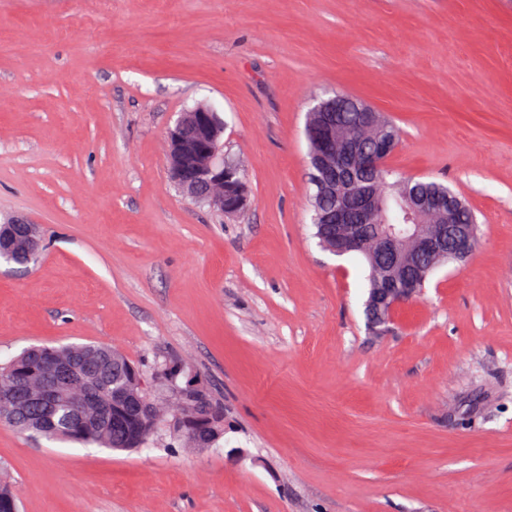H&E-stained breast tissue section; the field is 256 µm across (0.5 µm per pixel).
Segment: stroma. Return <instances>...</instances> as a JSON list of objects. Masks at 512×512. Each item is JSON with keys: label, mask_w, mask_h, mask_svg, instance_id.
<instances>
[{"label": "stroma", "mask_w": 512, "mask_h": 512, "mask_svg": "<svg viewBox=\"0 0 512 512\" xmlns=\"http://www.w3.org/2000/svg\"><path fill=\"white\" fill-rule=\"evenodd\" d=\"M346 93L395 121L388 164L477 217L388 331L368 268L311 222L306 113ZM214 107L251 189L237 215L171 181L166 131ZM0 364L106 343L201 391L194 448L50 442L0 422L20 512H512V0H0ZM181 401L182 404L176 402L170 409L172 412L171 416L177 413L181 415L180 418L175 419L174 424H177V426L174 425V428L184 434L183 418H194L196 414L200 416V419L194 428L197 439L194 440L195 443L193 444L199 446L213 442L221 432V417L216 410H214L209 400L194 389L186 388L184 394L181 396Z\"/></svg>", "instance_id": "obj_1"}]
</instances>
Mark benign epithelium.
Returning <instances> with one entry per match:
<instances>
[{
    "label": "benign epithelium",
    "mask_w": 512,
    "mask_h": 512,
    "mask_svg": "<svg viewBox=\"0 0 512 512\" xmlns=\"http://www.w3.org/2000/svg\"><path fill=\"white\" fill-rule=\"evenodd\" d=\"M344 102L339 95L321 99L309 109L306 120L318 197L336 199L335 211L321 213L326 225L319 227L318 234L321 245L339 256L368 247L360 225L379 221L384 196L364 175L373 167L387 164L394 152V141L382 135L387 125L384 114L358 99L359 118L352 130L335 119ZM223 136L224 124L216 109L197 106L182 113L168 131L167 166L171 180L191 198L235 215L246 208L249 195L238 177L237 164L224 159ZM355 185L360 200L357 214L341 207ZM407 212L412 223L391 228L375 241V268L383 277V287L371 290L366 308L383 324L391 321L398 305L420 294L422 281L409 276L412 268L422 267L424 259L430 264L451 255L465 260L476 242V226L458 223L459 206L452 199L413 198L407 203ZM18 228L29 239L39 235L36 224L23 216H13L0 228V239L14 237ZM90 362V358L73 355L53 360L46 372L27 387L28 402L49 409L65 405L72 419L96 422L101 398L96 378L89 370ZM112 404L144 411L149 420L148 435L156 433L161 425L149 398L130 387L112 393Z\"/></svg>",
    "instance_id": "benign-epithelium-1"
}]
</instances>
